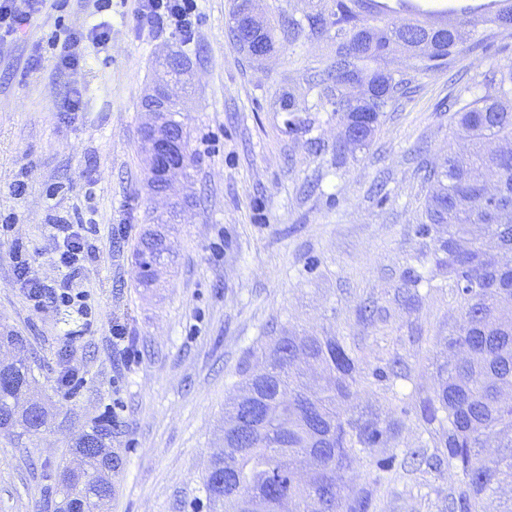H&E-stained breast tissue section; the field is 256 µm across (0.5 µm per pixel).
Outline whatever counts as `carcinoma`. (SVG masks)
I'll return each instance as SVG.
<instances>
[{"label": "carcinoma", "instance_id": "carcinoma-1", "mask_svg": "<svg viewBox=\"0 0 512 512\" xmlns=\"http://www.w3.org/2000/svg\"><path fill=\"white\" fill-rule=\"evenodd\" d=\"M375 0H317L305 20L251 18L256 36L275 48L277 25L296 40L325 38L331 49L316 86L317 103L289 112L331 109L347 113L336 152L368 146L383 112L406 96L420 75L447 68L467 40L477 47L512 30V0L467 17L461 28L433 27L421 12L395 17L374 11ZM400 48L413 59L406 70L389 67ZM455 119L472 140L467 156L450 151L430 170L435 189L425 206V231L447 227L436 238L428 273L452 280L461 322L444 338L443 355L432 364L429 391L405 392L411 369L397 339L384 358L370 354L349 336L286 333L251 351L258 368L242 376L239 395L224 421V452L210 460L204 489L213 510L255 512H385V497L402 471L400 494L411 512H488L490 499L512 484V264H493L486 251L512 254V150L489 153L484 140L512 146V64L496 66L458 90ZM174 258L169 246L147 233L135 255L139 284L155 282L158 265ZM30 368L20 362L0 378V430L36 433L49 411L32 390ZM375 385L405 403L416 418L418 437L401 448L393 443L402 424L360 408L358 388ZM98 424L74 443L78 468L65 466L55 512H100L112 499V471L118 461ZM364 459L359 475L354 464Z\"/></svg>", "mask_w": 512, "mask_h": 512}]
</instances>
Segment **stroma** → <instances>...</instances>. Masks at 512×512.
Instances as JSON below:
<instances>
[{"instance_id":"35a3bbf8","label":"stroma","mask_w":512,"mask_h":512,"mask_svg":"<svg viewBox=\"0 0 512 512\" xmlns=\"http://www.w3.org/2000/svg\"><path fill=\"white\" fill-rule=\"evenodd\" d=\"M235 2L198 0L187 43L174 29L137 30L134 0H112L101 17L108 46H89L82 67L61 70L53 36L101 19L84 0H67L0 51V214L15 218L0 235V332L23 337L17 353L52 412L39 433H0V512H54L68 448L103 417L122 459L109 512H210L203 482L233 384L249 350L288 329L370 346L379 336L418 337L408 363L420 389L433 385L426 366L461 319L452 283L422 292L413 310L397 292L434 249L422 230L425 172L469 146L448 98L460 75L511 61L512 34L419 77L367 147L340 155L345 113H302L292 132L280 106L287 92L315 102L311 76L326 42L282 35L269 57L251 61L227 37ZM170 52L191 72L190 88L174 97L193 130L192 179L176 178L156 197L147 186L142 100ZM35 54L42 61L34 67ZM75 89L84 109L70 114L63 106ZM189 192L192 204L168 232L175 266L160 271L154 288H139L133 254L147 214ZM58 216L87 223L95 247L74 284L87 294L84 316L34 307L15 271L20 249L30 277L57 287L65 270L50 224ZM118 325L134 361L112 336Z\"/></svg>"}]
</instances>
